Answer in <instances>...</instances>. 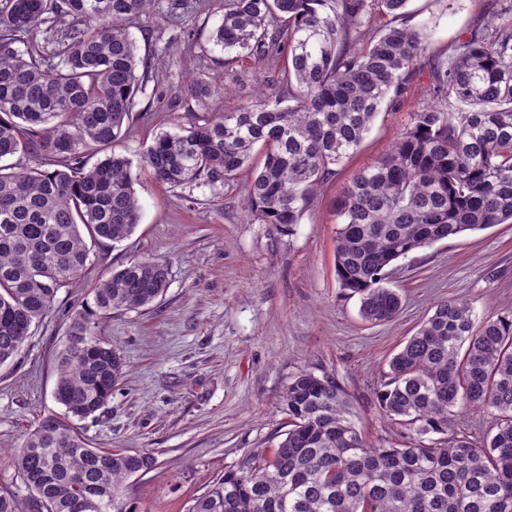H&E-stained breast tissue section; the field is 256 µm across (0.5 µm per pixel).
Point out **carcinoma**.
<instances>
[{"label": "carcinoma", "instance_id": "cac0c4a2", "mask_svg": "<svg viewBox=\"0 0 512 512\" xmlns=\"http://www.w3.org/2000/svg\"><path fill=\"white\" fill-rule=\"evenodd\" d=\"M409 2L224 0L210 41L231 61L278 69L273 92L155 136L144 170L171 187L225 183L258 144L264 161L246 188L248 211L293 231L427 57L425 27L409 24ZM155 4L0 0V159L26 152L48 165H0V365L18 359L58 295L81 277L85 238L118 243L140 224L133 162L114 152L92 166L87 158L123 135L153 78L129 24ZM375 6L383 20L364 40ZM38 30L51 52L30 40ZM429 72L433 102L412 113L388 153L354 173L336 201L337 281L359 296L360 316L372 324L403 306L386 285L394 261L512 224V16L431 59ZM215 93L203 78L186 87L202 105ZM169 276L165 261L133 258L71 314L54 393L65 417L41 418L13 454L29 512H123L125 482L156 467L148 452L90 446L72 419L102 409L125 377L118 351L95 336L97 318L153 305ZM388 367L377 399L406 430L405 443L368 441L336 380L302 371L282 396L284 439L224 470L189 512H512V313L478 322L468 303L444 301ZM457 408L493 412L495 432L473 442L452 431Z\"/></svg>", "mask_w": 512, "mask_h": 512}]
</instances>
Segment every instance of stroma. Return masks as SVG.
<instances>
[{
  "instance_id": "obj_1",
  "label": "stroma",
  "mask_w": 512,
  "mask_h": 512,
  "mask_svg": "<svg viewBox=\"0 0 512 512\" xmlns=\"http://www.w3.org/2000/svg\"><path fill=\"white\" fill-rule=\"evenodd\" d=\"M171 2L159 0L131 27L163 92L158 103L137 96L133 120L112 146L136 163L156 134L199 111L183 92L190 80L225 87L207 109L230 112L255 101L257 86L276 77L254 60L225 65L209 39L224 0H184L189 10L179 21ZM408 8L413 24L426 26L431 54L445 57L471 30L503 17L512 0H410ZM429 84L427 67L415 65L408 94L382 110L291 231L249 215L250 170L225 184L177 188L142 176L134 234L91 244L84 278L43 318L18 360L0 367V492L28 500L10 451L41 417L64 412L53 392L71 309L91 302L98 279L134 257L166 259L169 287L150 308L97 320V335L117 348L127 372L106 407L78 422L93 447L154 454L156 468L125 486L128 512H188L226 468L275 448L288 428L281 395L302 371L343 387L368 440L401 443L403 428L376 399L401 343L445 300L469 303L479 318L512 311V224L468 231L396 261L389 282L403 308L383 324L363 321L358 297L336 280L335 201L355 171L386 153L411 113L429 104Z\"/></svg>"
}]
</instances>
